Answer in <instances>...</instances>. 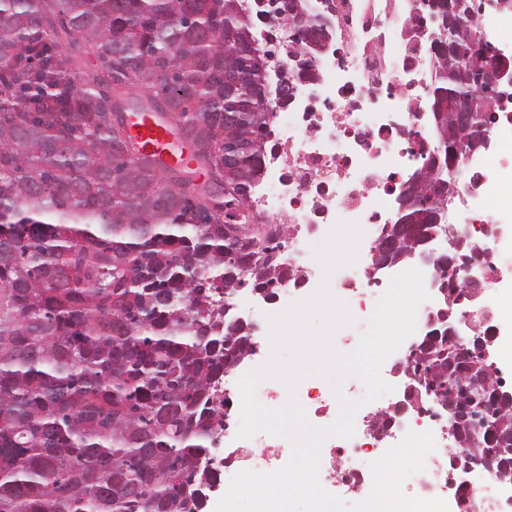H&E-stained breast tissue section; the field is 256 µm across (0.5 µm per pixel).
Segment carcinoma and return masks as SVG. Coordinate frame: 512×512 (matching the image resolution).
I'll return each instance as SVG.
<instances>
[{
  "label": "carcinoma",
  "mask_w": 512,
  "mask_h": 512,
  "mask_svg": "<svg viewBox=\"0 0 512 512\" xmlns=\"http://www.w3.org/2000/svg\"><path fill=\"white\" fill-rule=\"evenodd\" d=\"M255 23L246 0H0V512H202L221 375L253 335L229 336L214 297L289 278L269 247L225 239L192 181L115 131L112 109L169 112L247 195L272 132L275 85L256 64L224 78ZM436 56L438 146L393 229L401 248L436 229L423 202L448 191V110L484 89L497 54ZM98 65L91 66L87 57ZM469 349L440 344L439 366Z\"/></svg>",
  "instance_id": "1"
}]
</instances>
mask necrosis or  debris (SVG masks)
I'll return each instance as SVG.
<instances>
[{"label":"necrosis or debris","mask_w":512,"mask_h":512,"mask_svg":"<svg viewBox=\"0 0 512 512\" xmlns=\"http://www.w3.org/2000/svg\"><path fill=\"white\" fill-rule=\"evenodd\" d=\"M336 41L341 58L315 61L310 73L287 67L294 39L287 31L271 36L259 30L262 43H274L284 66L283 78L297 94L275 120L268 151L260 162L246 214L253 224H281L276 250L279 261L294 274L281 289V304L302 299L309 283L297 255L322 225L347 222L368 234L393 223L396 197L405 173L429 162L436 153L431 136L429 82L434 59L428 26L416 0H332ZM495 148L469 163L475 192L459 191L460 223L470 235L460 246L472 258L471 274L482 290L479 300L447 308L436 288L418 309L417 331L432 314L450 309L467 328L492 331L497 366L512 367V267L506 251L491 233L490 212L512 209V134L493 129ZM368 262L345 265L336 272V286L352 308L356 322L365 323L380 298L372 291ZM295 397L309 422L327 427L336 420L337 397L318 379L301 381ZM395 400L386 394L362 406L350 438H327L320 449L319 480L365 498L372 487L370 464L399 443L407 431L431 432L435 449L423 470L413 476L414 496L445 498L449 512H460L457 496L446 493L448 449L453 444L447 419L409 411L401 422L376 433L372 425ZM285 445L265 433L237 440L224 459L225 476L251 469H279Z\"/></svg>","instance_id":"1"}]
</instances>
